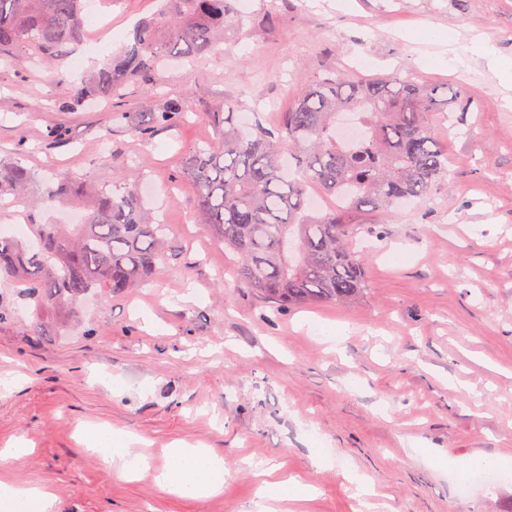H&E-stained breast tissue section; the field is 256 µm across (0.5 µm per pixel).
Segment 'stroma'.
<instances>
[{
	"mask_svg": "<svg viewBox=\"0 0 512 512\" xmlns=\"http://www.w3.org/2000/svg\"><path fill=\"white\" fill-rule=\"evenodd\" d=\"M159 0H95L64 74L0 67V162L39 177L115 171L151 184L167 259L150 282L98 291L76 308L21 310L0 321V485L43 487L51 512H253L263 473L312 486L276 512H512V473L456 499L462 464L512 461V83L473 41L512 64V0H249L246 26L219 54L169 70L155 103L183 95L187 119L134 136L119 111L146 97L61 104L127 42ZM462 55L465 65L445 66ZM474 89L452 120L429 116L447 179L425 202L352 219L367 291L347 304L277 310L231 276L234 258L176 183L182 158L215 137L206 113L233 105L277 129L303 83L326 70ZM63 128L52 140L51 128ZM25 154H18V147ZM34 325L30 336L25 326ZM340 331L341 343L323 334ZM134 438L154 468L176 446L224 461L221 493L167 492L151 473L118 477L88 451L85 429ZM331 463L317 465L318 449ZM367 477L372 494L357 489Z\"/></svg>",
	"mask_w": 512,
	"mask_h": 512,
	"instance_id": "35a3bbf8",
	"label": "stroma"
}]
</instances>
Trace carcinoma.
Masks as SVG:
<instances>
[{
  "label": "carcinoma",
  "instance_id": "1",
  "mask_svg": "<svg viewBox=\"0 0 512 512\" xmlns=\"http://www.w3.org/2000/svg\"><path fill=\"white\" fill-rule=\"evenodd\" d=\"M243 26L233 0H162L126 48L91 71L66 109L88 98H118L131 83L152 85L167 60L215 55L224 32ZM85 31L84 0H0L1 60L61 64ZM185 111L178 97L157 107L148 102L130 118V130L146 140L158 126H176ZM435 111L437 90L398 75L309 80L274 131L241 127L231 106L208 113L219 141L192 148L180 177L194 187L201 222L238 258L237 283L284 309L352 301L368 284L363 258L348 240L378 230L347 222L345 213L421 203L438 189L448 157L431 134ZM345 112L364 127L353 144L336 138ZM312 187L338 199L343 211L309 214ZM3 190L19 199L34 191L50 204L80 202L86 213L81 224L34 225L32 246L0 237V320L11 312L7 300L40 310L97 290L124 293L165 259V225L139 188L115 172L41 181L17 160L0 164Z\"/></svg>",
  "mask_w": 512,
  "mask_h": 512
}]
</instances>
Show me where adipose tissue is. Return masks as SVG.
<instances>
[{
	"mask_svg": "<svg viewBox=\"0 0 512 512\" xmlns=\"http://www.w3.org/2000/svg\"><path fill=\"white\" fill-rule=\"evenodd\" d=\"M95 453L111 461L123 477L133 478L147 468L144 456L131 448L130 439L112 428H99L88 435ZM165 490L195 497H208L224 486V464L205 448L175 447L168 451V462L157 476ZM53 496L39 487L0 488V512H49Z\"/></svg>",
	"mask_w": 512,
	"mask_h": 512,
	"instance_id": "1",
	"label": "adipose tissue"
}]
</instances>
